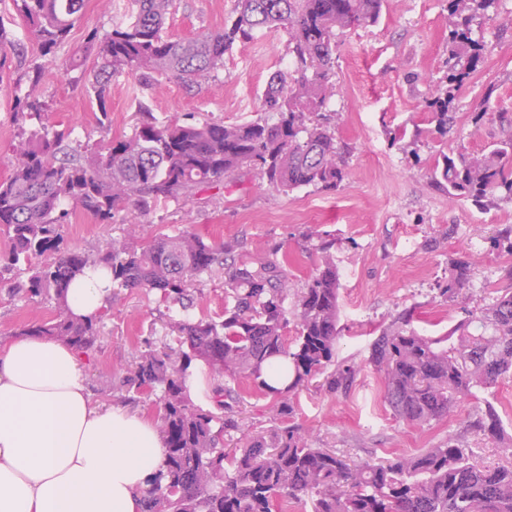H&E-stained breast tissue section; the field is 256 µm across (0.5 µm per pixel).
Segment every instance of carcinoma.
Wrapping results in <instances>:
<instances>
[{"label":"carcinoma","instance_id":"obj_1","mask_svg":"<svg viewBox=\"0 0 512 512\" xmlns=\"http://www.w3.org/2000/svg\"><path fill=\"white\" fill-rule=\"evenodd\" d=\"M136 10L104 33L89 35L94 67L84 90L107 129L112 78L136 73L140 84L159 75L187 83L215 76L224 54L255 33L283 29L293 70L274 73L264 91V115L243 123L204 119L159 122L139 104L132 132L95 147H71L68 133L44 122L45 103L36 87L51 73L32 67L30 90L17 98L21 128L9 175L0 181V234L10 240L0 254V280L13 278V293L48 300L55 314L30 321L19 334H39L94 350L98 319L72 316L66 301L71 281L88 267L112 269L117 288L157 292L176 346L145 347L136 356L127 390L155 394L157 428L164 456L151 486L142 492V512H282L288 500L306 498L312 512H512V464L478 466L455 438L413 455L349 463L316 446L295 424L249 436L235 448L224 437L239 429L231 387L213 389V408L191 398L188 369L195 360L212 372L244 378L286 412L295 392L314 379L330 394H343L362 368L383 379L384 399L397 418L424 426L465 401L484 402L471 427L512 458V434L483 394L512 373V288L498 289L491 303L464 306L468 268L455 265L441 295L461 305L465 318L440 336L413 327L414 311H400L356 362L336 359L340 275L332 249L335 235L306 233L324 254L317 272L294 293L288 252L280 246L256 258L194 233L163 234L141 242L134 229L89 254L62 246L68 203L103 224L133 207L141 213L170 201L187 203L206 185L256 174L277 192L302 186L334 190L347 176L350 147L337 141L327 115L336 88L338 32L378 22L383 0H235L224 30L174 40L164 25L174 0H134ZM497 0H448L456 17L448 32L445 91L426 100L424 117L445 137L458 123L457 92L484 56L472 37V22L486 17ZM41 56L54 54L80 20L85 0H14ZM471 122L499 126L480 151L459 143L435 158L431 178L448 196L487 208L512 201V116L485 98ZM220 269L232 303L219 319L192 318L196 282ZM295 323L294 346L286 332Z\"/></svg>","mask_w":512,"mask_h":512}]
</instances>
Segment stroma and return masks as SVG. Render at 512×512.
<instances>
[{
  "mask_svg": "<svg viewBox=\"0 0 512 512\" xmlns=\"http://www.w3.org/2000/svg\"><path fill=\"white\" fill-rule=\"evenodd\" d=\"M124 2L86 0L81 20L57 48L52 72L37 89L47 103L49 121L69 131L77 143L92 145L104 134L131 132L142 102L161 121L252 120L261 110L271 73L291 66L286 33L264 30L251 41L234 45L224 56L223 68L209 80L188 85L162 75L152 89L144 90L137 75L118 76L112 81L110 129L102 131L94 102L74 83L69 57L86 47L89 32L111 30L115 22L124 20ZM234 4L235 0H175L165 33L186 39L223 30ZM0 26L25 51L24 58L11 56L0 62L3 178L17 141V92L29 87L27 65L41 62L42 57L13 0H0ZM450 26L448 0H384L377 24L339 35L336 92L328 108L337 138L347 142L352 152L347 176L336 190L307 186L281 194L249 175L239 183L226 180L203 187L197 200L186 206L171 202L146 214L124 210L111 224L83 215L81 224H64V245L95 254L130 224L144 241L189 230L207 241L242 245L250 256L277 242L293 256L290 270L300 286L321 265V253L305 239L308 228L316 226L336 236L339 357L363 359L380 330L409 307L416 310L414 325L420 332L444 333L462 317L439 294L453 264L470 269L463 292L472 309L483 307L495 289L506 287L503 271L512 267V254L491 244L498 228L512 224V202L502 201L487 210L469 202L455 203L430 178L438 152L460 142L478 151L495 134L494 126L477 129L467 118L483 97L512 114V0H499L493 19L474 21V35L486 45L484 61L457 96L461 118L453 134L443 137L422 129L421 123L426 99L440 88ZM162 308L156 293L115 289L99 324L100 340L83 359L89 390L99 405H120L156 419L154 395L126 391L121 379L146 342L157 346L171 342L159 317ZM52 315L50 304L36 305L0 290V341L11 339L22 323ZM232 386L242 396L243 424L231 434L238 443L287 421L301 425L315 444L357 463L414 454L451 435L473 449L476 463L505 461L495 443L471 429L474 404H464L425 426L407 423L386 406L382 380L369 368L344 394H330L309 383L296 393L285 416L272 398L250 390L245 379L233 380Z\"/></svg>",
  "mask_w": 512,
  "mask_h": 512,
  "instance_id": "obj_1",
  "label": "stroma"
}]
</instances>
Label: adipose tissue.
I'll return each mask as SVG.
<instances>
[{
  "label": "adipose tissue",
  "instance_id": "obj_1",
  "mask_svg": "<svg viewBox=\"0 0 512 512\" xmlns=\"http://www.w3.org/2000/svg\"><path fill=\"white\" fill-rule=\"evenodd\" d=\"M112 273L72 282L74 315L107 308ZM82 357L67 343L18 336L0 344V512H140L164 445L155 424L92 401Z\"/></svg>",
  "mask_w": 512,
  "mask_h": 512
}]
</instances>
